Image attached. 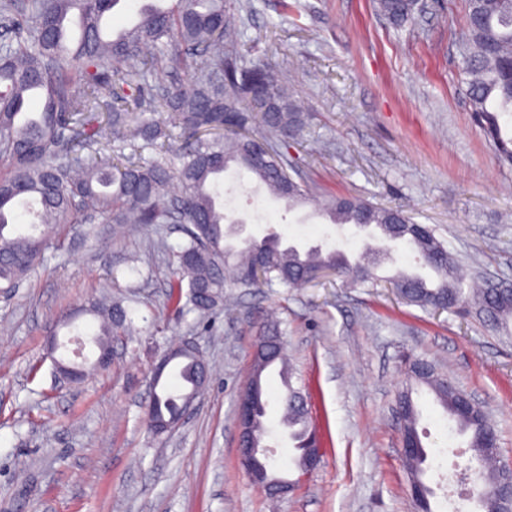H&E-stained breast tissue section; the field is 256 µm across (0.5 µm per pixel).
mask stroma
Listing matches in <instances>:
<instances>
[{
    "instance_id": "35a3bbf8",
    "label": "stroma",
    "mask_w": 512,
    "mask_h": 512,
    "mask_svg": "<svg viewBox=\"0 0 512 512\" xmlns=\"http://www.w3.org/2000/svg\"><path fill=\"white\" fill-rule=\"evenodd\" d=\"M415 22L381 16L374 0H236L243 65L265 61L287 82L304 126L283 144L290 173L307 186V210L331 194L403 207L435 229L467 275L512 284V167L500 164L471 115L459 79L465 0H426ZM175 151L76 141L80 155L114 153L179 164ZM226 212L245 234L278 233L284 245L358 251L337 229L256 192L250 176L223 179ZM182 225L92 221L61 227L40 262L0 288V512H416L393 409L403 355H422L486 406L499 455L512 463V344L473 316L428 312L391 291L342 279L302 288L229 290L223 306L174 312L167 301ZM108 294L128 307L133 334L112 338V365L62 384L49 338L61 319ZM288 326L286 351L322 458L270 507L238 459L239 396L252 362L255 323ZM192 342L206 357L207 388L173 429L143 420L154 364ZM267 443L277 475L294 453L279 423L277 372L266 385ZM429 481L447 479L467 439L433 394L415 397Z\"/></svg>"
}]
</instances>
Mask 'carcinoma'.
<instances>
[{
    "instance_id": "obj_1",
    "label": "carcinoma",
    "mask_w": 512,
    "mask_h": 512,
    "mask_svg": "<svg viewBox=\"0 0 512 512\" xmlns=\"http://www.w3.org/2000/svg\"><path fill=\"white\" fill-rule=\"evenodd\" d=\"M120 3L28 0L19 16L4 15V28L14 33L16 41L0 45V163L6 168L0 178V283L16 287L38 263L46 239L61 223L80 224L83 216L96 215L108 224L150 226L169 224L176 213L187 240L175 253L167 300L178 312L186 306L209 312L224 302L226 288L247 291L275 282L300 288L317 270L328 267L336 269L347 286L369 291L379 284L378 264L394 259L404 245L437 275L433 283L407 272L393 276L391 287L412 289L401 296L406 304L433 309L450 295L455 304L448 311L473 313L512 339V302L505 300L492 308L489 288L464 286L457 261L433 228L421 224L420 231H414L415 222L401 209L345 195L326 201L321 216L331 223L366 224L377 230L353 259L319 245L306 250L284 247L276 235L244 239L239 246L231 243L233 235L224 228V205L215 188L227 169L248 171L258 186L290 209L307 203L305 186L294 180L288 163L274 149L276 142L299 130L303 112L273 68L241 64L234 49L236 17L227 0H169L166 8L145 4L133 27L107 37L102 21ZM376 9L385 17H398L397 25L414 19L398 0H376ZM458 54L475 120L501 161L512 164V0H467ZM164 70H190L195 79L156 94L132 86L130 92L116 94L117 106L99 119V101L113 77L125 73L145 80ZM33 90L39 91L42 110L23 121L20 114ZM242 99L260 114L264 136L242 132L248 120L237 106ZM157 101L171 113L175 127L193 138L177 170L157 161L106 163L94 154L70 156L73 138L90 145L107 130L112 140L133 147L140 140L146 144L170 140L172 133L155 118ZM174 181L180 192L172 197L169 187ZM17 205L28 217L29 229L24 232L8 229ZM257 265L264 272L260 283L251 277ZM82 316L97 321L89 339L97 356L92 362L85 358L71 364L77 378L106 368L103 356L112 335L132 327L126 308L102 301L69 314L62 325L71 326ZM285 335L278 321L260 325L253 350L262 348L268 336ZM277 363L285 387L283 422L296 450L292 463L299 469L304 448L319 444L320 438L293 386V367L284 357ZM169 366L179 388L163 386L154 392L144 409L145 421L153 428L160 421L172 427L178 424L186 398L204 387L205 363L192 343ZM429 367L425 379L404 369L406 428L420 438V412L413 394L424 387L454 420L458 433L468 438L471 457L466 470L478 487L472 501L481 512H497L500 472L489 466L498 451L497 430L490 419L481 422L460 411L458 391L434 364ZM267 405L262 398L255 411L254 441L259 448L266 447Z\"/></svg>"
}]
</instances>
